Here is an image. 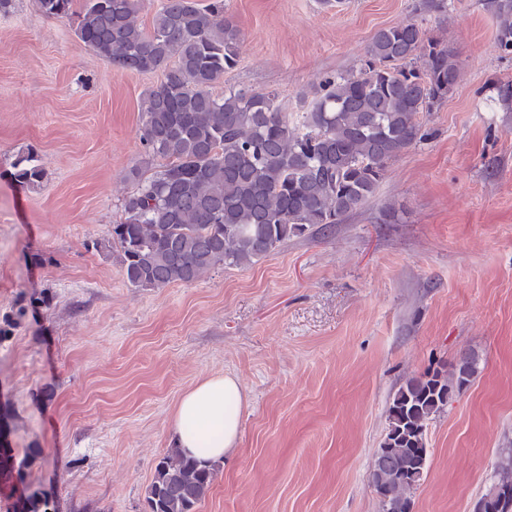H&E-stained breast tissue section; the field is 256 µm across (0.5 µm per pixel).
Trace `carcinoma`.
Listing matches in <instances>:
<instances>
[{
  "instance_id": "cac0c4a2",
  "label": "carcinoma",
  "mask_w": 512,
  "mask_h": 512,
  "mask_svg": "<svg viewBox=\"0 0 512 512\" xmlns=\"http://www.w3.org/2000/svg\"><path fill=\"white\" fill-rule=\"evenodd\" d=\"M37 0L46 16L74 19L78 38L112 66L160 70L144 97L141 161L108 247L133 288L192 284L218 265L249 267L292 237L333 232L376 192L388 165L422 138L420 114L448 95L460 65L447 47L406 21L379 29L359 69L325 78L305 111H281L277 94L213 88L238 59L241 34L224 0H159L150 27L146 0ZM497 44L512 53V0H485ZM422 60L416 65V60ZM15 179L39 184L31 157ZM454 374L412 377L388 409V432L370 482L383 512H413L412 491L429 463L428 421L448 405ZM29 457L0 458V474L22 477ZM218 473L214 462L171 448L146 489V512H196Z\"/></svg>"
}]
</instances>
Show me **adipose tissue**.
I'll return each instance as SVG.
<instances>
[{"instance_id": "ef3b65f1", "label": "adipose tissue", "mask_w": 512, "mask_h": 512, "mask_svg": "<svg viewBox=\"0 0 512 512\" xmlns=\"http://www.w3.org/2000/svg\"><path fill=\"white\" fill-rule=\"evenodd\" d=\"M245 402V391L232 374L199 380L181 396L173 411L172 446L205 460L232 454L238 446Z\"/></svg>"}]
</instances>
